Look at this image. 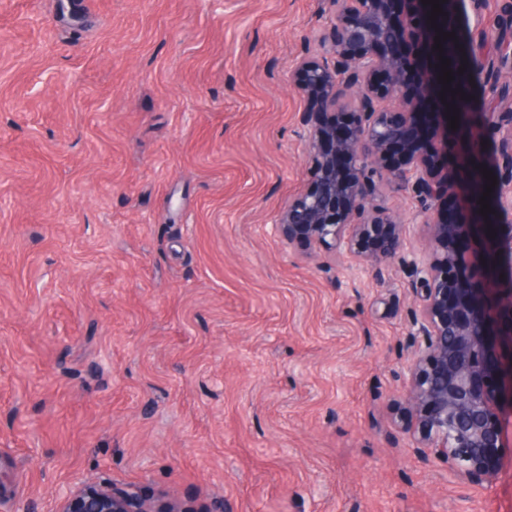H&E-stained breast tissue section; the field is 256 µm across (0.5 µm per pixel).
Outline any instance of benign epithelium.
Segmentation results:
<instances>
[{
	"label": "benign epithelium",
	"instance_id": "1",
	"mask_svg": "<svg viewBox=\"0 0 512 512\" xmlns=\"http://www.w3.org/2000/svg\"><path fill=\"white\" fill-rule=\"evenodd\" d=\"M334 23L317 38L318 50L305 56L295 73L306 99L301 122L307 132L311 186L282 211L276 229L288 245L313 240L340 258L364 256L381 263L399 258L409 268L416 304L412 336L422 337L408 368L403 397L414 419L413 447L467 475L473 483L489 474L503 444L502 424L493 411L495 372L512 394V361L502 371L491 359L488 337L512 342V280L508 303L492 301L502 287L495 261H512V224H484L471 208L445 221L440 205L446 185L439 177L451 143L438 142L402 94L403 59L392 52L400 42L436 47L443 30L430 19L432 5L406 0L395 16L393 0H330ZM464 70L485 74V92L495 101L486 125L505 131L491 214L512 211V104L499 91L502 76L512 80V55L491 60L468 57ZM353 117L336 129V115ZM398 147L401 163L385 165ZM411 194L427 220L425 246L407 255L404 225L384 206L393 190ZM59 512H197L171 500L147 499L136 485L83 486L70 491Z\"/></svg>",
	"mask_w": 512,
	"mask_h": 512
}]
</instances>
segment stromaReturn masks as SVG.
Listing matches in <instances>:
<instances>
[{"instance_id": "stroma-1", "label": "stroma", "mask_w": 512, "mask_h": 512, "mask_svg": "<svg viewBox=\"0 0 512 512\" xmlns=\"http://www.w3.org/2000/svg\"><path fill=\"white\" fill-rule=\"evenodd\" d=\"M502 0L459 6L451 63ZM330 0H0V512L84 482L205 512H512L404 432L410 272L275 226L307 189L298 61ZM442 108L463 133L481 76ZM408 244L425 218L385 196Z\"/></svg>"}]
</instances>
